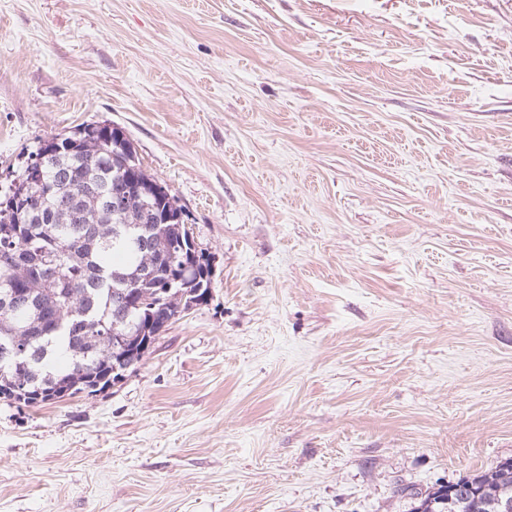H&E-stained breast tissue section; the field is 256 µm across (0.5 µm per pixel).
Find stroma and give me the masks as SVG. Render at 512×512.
<instances>
[{
    "label": "stroma",
    "instance_id": "obj_1",
    "mask_svg": "<svg viewBox=\"0 0 512 512\" xmlns=\"http://www.w3.org/2000/svg\"><path fill=\"white\" fill-rule=\"evenodd\" d=\"M93 122L216 275L117 386L0 402V512H409L512 459V0H0V188Z\"/></svg>",
    "mask_w": 512,
    "mask_h": 512
}]
</instances>
